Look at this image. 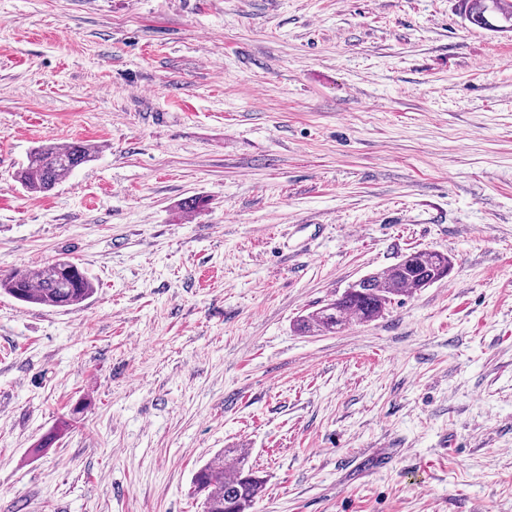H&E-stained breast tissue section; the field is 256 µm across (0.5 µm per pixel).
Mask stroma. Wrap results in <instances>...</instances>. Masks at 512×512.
Masks as SVG:
<instances>
[{"label": "stroma", "instance_id": "1", "mask_svg": "<svg viewBox=\"0 0 512 512\" xmlns=\"http://www.w3.org/2000/svg\"><path fill=\"white\" fill-rule=\"evenodd\" d=\"M47 139L97 153L31 193ZM61 257L80 306L0 295V512H203L232 448L254 512H512V37L459 0H0V274ZM450 270L451 262L444 254L411 252L390 268L369 274L359 288L349 285L340 297L309 313L297 326L305 332H336L349 318L375 321L385 314L395 297L439 282L448 277ZM231 453V463L226 461ZM236 453V454H232ZM244 448L228 450L207 462L195 475L194 486L204 493V512H251L263 480L246 467Z\"/></svg>", "mask_w": 512, "mask_h": 512}]
</instances>
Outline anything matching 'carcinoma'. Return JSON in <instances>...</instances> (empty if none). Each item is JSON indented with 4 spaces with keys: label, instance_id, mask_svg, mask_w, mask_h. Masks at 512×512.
Instances as JSON below:
<instances>
[{
    "label": "carcinoma",
    "instance_id": "cac0c4a2",
    "mask_svg": "<svg viewBox=\"0 0 512 512\" xmlns=\"http://www.w3.org/2000/svg\"><path fill=\"white\" fill-rule=\"evenodd\" d=\"M465 17L474 25L512 33L500 20L512 19V0H461ZM95 147L81 142L61 146L43 143L33 148L17 173L20 184L30 193H48L76 168L94 157ZM447 256L429 250L411 252L390 268L368 275L363 284L309 313L297 326L305 332H334L349 319L360 322L382 317L397 296L413 292L448 277ZM94 291V283L78 264L60 258L37 269L16 268L0 275V292L27 304L52 308L78 306ZM207 462L195 475L194 486L204 494V512H250L260 496L263 480L247 466L246 451L234 449Z\"/></svg>",
    "mask_w": 512,
    "mask_h": 512
}]
</instances>
